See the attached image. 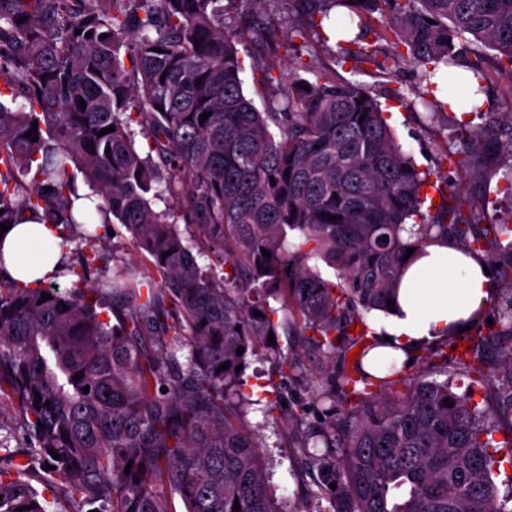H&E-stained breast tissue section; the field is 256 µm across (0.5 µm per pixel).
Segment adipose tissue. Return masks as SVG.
I'll return each mask as SVG.
<instances>
[{
  "mask_svg": "<svg viewBox=\"0 0 512 512\" xmlns=\"http://www.w3.org/2000/svg\"><path fill=\"white\" fill-rule=\"evenodd\" d=\"M59 231L57 225L26 217L0 241V277L37 286L66 259L58 246ZM491 299L482 260L451 244L427 247L400 284L393 316L370 322L378 345L366 357L365 370L376 375L386 365L403 364L421 346L444 339L450 324L467 321Z\"/></svg>",
  "mask_w": 512,
  "mask_h": 512,
  "instance_id": "ef3b65f1",
  "label": "adipose tissue"
}]
</instances>
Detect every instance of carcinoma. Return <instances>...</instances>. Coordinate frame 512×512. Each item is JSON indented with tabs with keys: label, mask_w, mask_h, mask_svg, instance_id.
<instances>
[{
	"label": "carcinoma",
	"mask_w": 512,
	"mask_h": 512,
	"mask_svg": "<svg viewBox=\"0 0 512 512\" xmlns=\"http://www.w3.org/2000/svg\"><path fill=\"white\" fill-rule=\"evenodd\" d=\"M246 2L241 27L227 31L222 0H0V91L24 99L14 111L0 101V224L41 212L67 247L81 224L74 164L102 220L121 224L148 260L116 263L91 284L109 262L92 247L70 265L66 291L0 284V399L29 440L0 457V512H47L30 483L37 462L52 465L73 512H174L175 494L185 512H233L236 501L239 512H512V487L501 496L493 479L512 466V225L482 223L478 204L446 186L426 202L431 173L360 85L322 71L285 82L270 64L259 110L236 43L273 55L280 44L259 16L265 0ZM289 2L290 47L336 6L340 30L381 14L394 51L381 62L340 53L387 71L417 64L431 119L466 102L454 83L437 95L440 68L462 66L489 92L469 39L512 76V0ZM454 139L460 149L440 151L435 174L512 155V108L482 128L458 123ZM164 195L175 206L154 209ZM448 239L494 267L491 305L470 330L419 349L421 367L367 375L375 340L363 313L390 312L407 249ZM281 330L302 338L319 374L270 344ZM261 346L279 376L265 416L300 449L303 510L274 494L266 445L246 419L236 367Z\"/></svg>",
	"instance_id": "obj_1"
}]
</instances>
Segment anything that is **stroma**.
Returning <instances> with one entry per match:
<instances>
[{"label":"stroma","instance_id":"35a3bbf8","mask_svg":"<svg viewBox=\"0 0 512 512\" xmlns=\"http://www.w3.org/2000/svg\"><path fill=\"white\" fill-rule=\"evenodd\" d=\"M338 53L339 48L335 42L323 45L312 35L281 57L280 71L288 73L289 61L304 62L316 69L331 72L335 78L360 83L376 92L399 143L413 156L419 170H435L438 149L450 142L457 119L454 113L446 112L430 122L426 119L425 111L410 107L409 102L414 99V91L419 83L418 68L407 61L396 70L386 73L370 64L341 62ZM511 165L512 155L504 153L484 170L482 182H475L471 172L459 169L448 171L446 177L449 186L478 195L483 223H512V200L502 193V176ZM247 420L272 448L276 461L273 483L277 497L291 502L293 506H301L305 493L291 474L295 465V449L278 446L272 429L264 422L261 405L251 406Z\"/></svg>","mask_w":512,"mask_h":512}]
</instances>
